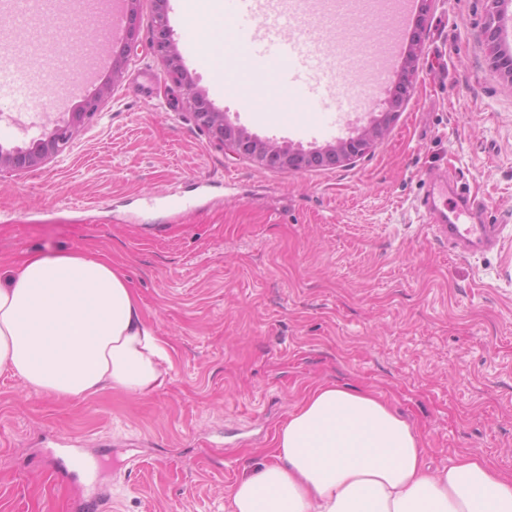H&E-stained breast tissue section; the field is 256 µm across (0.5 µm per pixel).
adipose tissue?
Instances as JSON below:
<instances>
[{"mask_svg": "<svg viewBox=\"0 0 512 512\" xmlns=\"http://www.w3.org/2000/svg\"><path fill=\"white\" fill-rule=\"evenodd\" d=\"M195 33L217 72L229 39L218 4ZM168 343L129 277L94 255L29 254L0 280V374L85 399L162 390ZM270 460L237 479L229 512H512V477L479 452L431 466L425 440L370 392L313 387L276 429Z\"/></svg>", "mask_w": 512, "mask_h": 512, "instance_id": "obj_1", "label": "adipose tissue"}]
</instances>
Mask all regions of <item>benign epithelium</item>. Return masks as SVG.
<instances>
[{
    "instance_id": "obj_1",
    "label": "benign epithelium",
    "mask_w": 512,
    "mask_h": 512,
    "mask_svg": "<svg viewBox=\"0 0 512 512\" xmlns=\"http://www.w3.org/2000/svg\"><path fill=\"white\" fill-rule=\"evenodd\" d=\"M433 0H420L415 30L410 38V49L397 74L394 91L385 103L379 117L363 127L355 136L340 139L315 151H306L272 139H261L242 126L231 123L224 111L217 109L197 89L194 79L183 70L178 44L165 23L167 0H155L156 17L153 51L161 60L166 79L180 88L184 100L197 124L209 139L221 148L252 159L268 169L302 170L321 166H348L362 157L381 139L406 103L405 90L416 72V60L421 48V33ZM125 39L122 53L112 59V82L105 83L81 100L78 110L48 119V129L41 138L27 146L5 148L0 145V174H24L39 169L52 161L72 140L78 127L99 115L112 89L123 78L122 54L131 49L137 34V0H126ZM500 16L491 9L487 12L483 35L492 69L512 82V56L505 53L500 43Z\"/></svg>"
}]
</instances>
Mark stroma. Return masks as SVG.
Masks as SVG:
<instances>
[{
    "label": "stroma",
    "mask_w": 512,
    "mask_h": 512,
    "mask_svg": "<svg viewBox=\"0 0 512 512\" xmlns=\"http://www.w3.org/2000/svg\"><path fill=\"white\" fill-rule=\"evenodd\" d=\"M489 2L434 0L414 91L368 154L269 170L200 130L152 51L154 2L139 0L138 43L101 114L43 168L0 176V275L33 252L120 264L172 349L171 380L72 401L0 375V512H225L321 383L381 396L434 466L479 450L512 473V83L486 57ZM184 66L251 134L307 150L355 135L391 94L310 133V115L283 126ZM44 124L27 72L1 78L0 145ZM433 175L469 186L499 248L462 255L437 237L420 206Z\"/></svg>",
    "instance_id": "1"
}]
</instances>
